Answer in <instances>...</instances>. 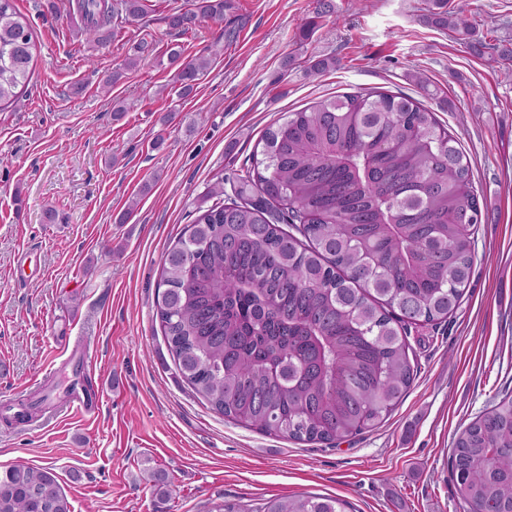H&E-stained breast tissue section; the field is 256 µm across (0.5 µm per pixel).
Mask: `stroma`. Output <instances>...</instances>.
Wrapping results in <instances>:
<instances>
[{"label": "stroma", "instance_id": "obj_1", "mask_svg": "<svg viewBox=\"0 0 512 512\" xmlns=\"http://www.w3.org/2000/svg\"><path fill=\"white\" fill-rule=\"evenodd\" d=\"M192 2L151 0L144 19L118 20L99 47L78 34L69 0H56L57 17L46 0H16L37 50L25 107L0 110V470L51 471L72 512H205L220 497L302 493L338 496L354 512H465L448 480L454 436L512 391V81L491 50L512 40V0H450L481 54L425 25L426 0H331L327 15L318 0H235L224 19L234 39L181 99L159 57L174 43L201 54L219 33L209 22L168 33L161 15ZM146 33L155 58L102 93ZM328 56L335 67L311 75L312 61ZM416 72L487 206L461 307L446 324L412 327L418 373L407 396L352 443L310 445L225 421L192 395L168 353L156 318L163 256L208 185L243 170L282 115L373 88L412 96ZM48 206L59 215L52 224ZM60 336L73 352L78 337H94L99 412L46 429L6 425L2 402L36 401L43 413L56 404ZM146 468L167 474L166 498L141 482Z\"/></svg>", "mask_w": 512, "mask_h": 512}]
</instances>
